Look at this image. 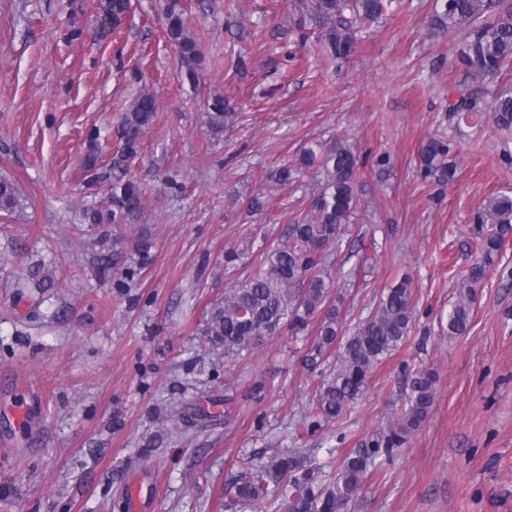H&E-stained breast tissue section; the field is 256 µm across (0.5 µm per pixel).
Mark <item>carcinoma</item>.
I'll return each mask as SVG.
<instances>
[{
    "label": "carcinoma",
    "instance_id": "carcinoma-1",
    "mask_svg": "<svg viewBox=\"0 0 512 512\" xmlns=\"http://www.w3.org/2000/svg\"><path fill=\"white\" fill-rule=\"evenodd\" d=\"M393 0H298V26L322 29L326 52L336 59L351 55L356 25L372 21ZM131 0H99L96 37L105 39L126 20ZM432 29L456 33V57L463 71L459 96L448 103V120L457 137L433 138L420 150V176L439 175L451 183L458 163L457 138L465 129L490 118L499 128L512 129V89L502 87L491 103L489 86L512 65V0H442L431 18ZM164 30L174 43L181 66L193 76L201 53L190 35L183 9L173 2L164 13ZM158 104L147 91L140 92L123 112L118 146L112 158L101 159L99 134L87 143L83 173L86 185L105 188L109 205L91 209L84 218L90 224H133L143 209L141 182L131 173L130 160L141 149L153 124ZM234 112L216 97L207 112L211 129L219 132ZM359 154L340 141L324 148L307 147L298 162L281 166L275 175L280 185L296 181L312 166L323 175L313 214L289 225L285 240L271 247L263 265L245 281L224 290L211 304L202 335L207 343L228 352H240L261 336L283 326L296 335L320 317L316 338L305 361L311 367L333 357L320 380L310 409L296 429H314L343 419L365 394L375 366L398 351L408 339L415 318L412 285L403 277L383 292L369 315L351 335L339 326V310L332 299L333 281L325 269L323 250L341 239L353 223L359 199ZM16 186L0 179V210L12 209ZM475 233L481 238V257L471 265L456 289L448 310V335L463 336L474 312L481 287L504 242L512 237V196H491L475 217ZM434 375L418 369L407 378L405 404L396 426L379 433L365 447L346 455L333 469L313 467L295 449L252 464L234 485L233 506L242 512H350L366 475L391 459L409 435L419 429L434 401Z\"/></svg>",
    "mask_w": 512,
    "mask_h": 512
}]
</instances>
